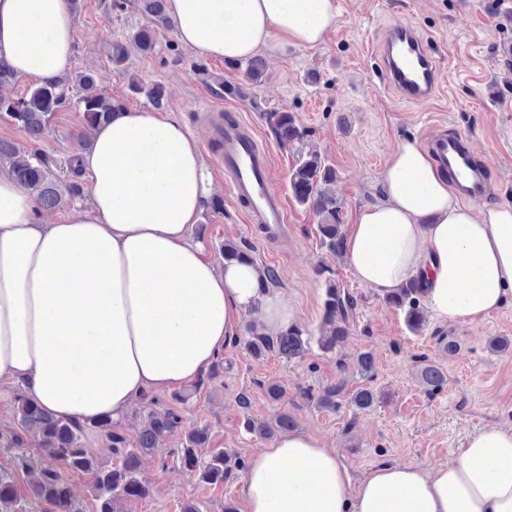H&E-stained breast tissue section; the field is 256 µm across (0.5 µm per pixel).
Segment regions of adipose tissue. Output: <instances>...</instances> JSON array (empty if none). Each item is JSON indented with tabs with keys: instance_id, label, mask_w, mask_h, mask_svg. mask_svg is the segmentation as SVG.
<instances>
[{
	"instance_id": "obj_1",
	"label": "adipose tissue",
	"mask_w": 512,
	"mask_h": 512,
	"mask_svg": "<svg viewBox=\"0 0 512 512\" xmlns=\"http://www.w3.org/2000/svg\"><path fill=\"white\" fill-rule=\"evenodd\" d=\"M336 0H167L177 39L204 57L244 59L321 45ZM68 0H0V60L41 81L70 66ZM90 209L46 224L33 193L0 173V380L23 383L53 417L124 421L131 405L201 377L247 319L266 330L295 309L261 268H216L189 235L212 190L199 143L147 110L114 112L79 156ZM383 204L346 239L358 280L386 296L422 277L435 317L463 322L512 294V204L462 205L416 138L399 142ZM247 512H512V429L469 435L448 464L385 465L353 482L334 450L291 432L249 461Z\"/></svg>"
}]
</instances>
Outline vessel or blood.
<instances>
[{
	"mask_svg": "<svg viewBox=\"0 0 512 512\" xmlns=\"http://www.w3.org/2000/svg\"><path fill=\"white\" fill-rule=\"evenodd\" d=\"M376 58L384 88L400 99L423 103L436 93L440 67L414 27H389ZM208 139L218 147L230 197L246 213L248 223L262 225L266 238L283 236L288 222L285 197L272 184V157L254 127L228 114L210 130ZM428 150L463 199L477 202L486 196L488 165L471 140L436 134L429 138Z\"/></svg>",
	"mask_w": 512,
	"mask_h": 512,
	"instance_id": "1",
	"label": "vessel or blood"
}]
</instances>
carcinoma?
<instances>
[{
  "mask_svg": "<svg viewBox=\"0 0 512 512\" xmlns=\"http://www.w3.org/2000/svg\"><path fill=\"white\" fill-rule=\"evenodd\" d=\"M140 2L150 24L140 26L131 35V39L139 49L149 52L156 45L155 28L169 25L166 17L167 0ZM230 65L244 71L247 85H258L262 74L258 58L236 60L230 62ZM129 88L135 94L145 95L154 108L164 106L165 89L162 84L155 82L147 85L133 77ZM67 105L80 108L86 124L91 128L122 109V105L93 91V78L90 75L79 73L73 77L68 75L41 83L25 97L14 99L0 96V120L5 119L18 125L30 139L36 140L46 131L54 112ZM265 116L275 139L284 146L300 145L309 136V131L293 112L270 109L265 111ZM0 159L11 160V175L22 187L36 194L42 208H54L65 198L75 201L83 196V187L78 181H70L65 188H60L58 177L40 156L26 155L20 147L8 140L0 139ZM335 181L336 170L326 163L320 153L297 150L290 177L292 197L318 217L316 233L321 246L341 258L345 255V231L339 218L341 202L329 189ZM220 254L228 262L253 261L247 251L233 242L224 243ZM423 294L422 282L417 278L387 295L384 300L389 306L404 313L405 322L411 331L419 332L425 322L419 300ZM322 308L321 324L316 334L293 324L275 336H248L245 346L256 357L275 351L289 361L302 358L312 342L323 352L334 353L349 334V320L356 309V299L341 288L335 279L327 277L324 279ZM357 362L360 375L364 380L371 381L376 371L372 354L368 351L360 353ZM418 378L429 390L438 389L445 383L442 369L431 363L420 365ZM304 397L329 410L336 409L344 399L359 410H368L377 403L372 388L362 387L349 395L342 381L324 386L316 395L306 393ZM15 403L19 431L7 435L0 433V444L5 448H23L26 445L25 433H34L45 457L63 462L72 472L91 475L96 512H122L121 502L144 498L149 494V487L140 478L141 457L152 451L161 437L180 425V418L173 409L158 412L147 404L143 406V425L135 447L131 448L123 434L107 419L93 423L58 419L24 395L17 396ZM246 427L266 435L276 429L289 430L292 428V420L282 414L273 427L256 425L250 421L246 422ZM89 428L105 432L119 464L107 466L88 453L83 445V437ZM208 439L207 428L191 429L181 448L182 462L190 467L197 466L195 449L208 442ZM240 467L242 464L237 457L220 452L212 455L202 466L201 479L208 484H221L231 476L233 470ZM28 497L49 506V512H82L73 498L67 479L51 465L40 467L28 487ZM21 501L14 476L0 471V512H23Z\"/></svg>",
  "mask_w": 512,
  "mask_h": 512,
  "instance_id": "cac0c4a2",
  "label": "carcinoma"
}]
</instances>
